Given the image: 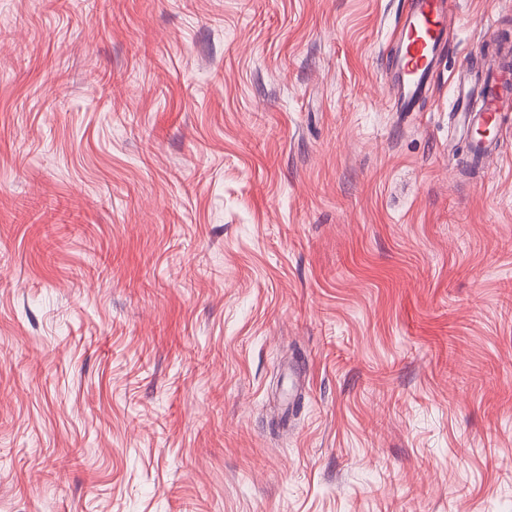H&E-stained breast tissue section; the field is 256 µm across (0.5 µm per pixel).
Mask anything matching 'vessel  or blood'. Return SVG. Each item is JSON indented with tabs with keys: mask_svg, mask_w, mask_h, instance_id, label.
<instances>
[{
	"mask_svg": "<svg viewBox=\"0 0 512 512\" xmlns=\"http://www.w3.org/2000/svg\"><path fill=\"white\" fill-rule=\"evenodd\" d=\"M451 24L447 0H408L393 32L397 50L388 62L398 111H414L417 100L432 89ZM454 96V117L466 130L493 123L497 113L511 109L512 45L501 43L481 70L459 75Z\"/></svg>",
	"mask_w": 512,
	"mask_h": 512,
	"instance_id": "obj_1",
	"label": "vessel or blood"
}]
</instances>
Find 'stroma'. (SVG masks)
I'll use <instances>...</instances> for the list:
<instances>
[{"label":"stroma","mask_w":512,"mask_h":512,"mask_svg":"<svg viewBox=\"0 0 512 512\" xmlns=\"http://www.w3.org/2000/svg\"><path fill=\"white\" fill-rule=\"evenodd\" d=\"M405 5L0 0V512H512V6L394 112ZM455 82L454 120L467 132L481 124L492 126L496 114L508 110L512 101V45L501 43L481 70H466ZM474 100H480L479 110H474Z\"/></svg>","instance_id":"35a3bbf8"}]
</instances>
